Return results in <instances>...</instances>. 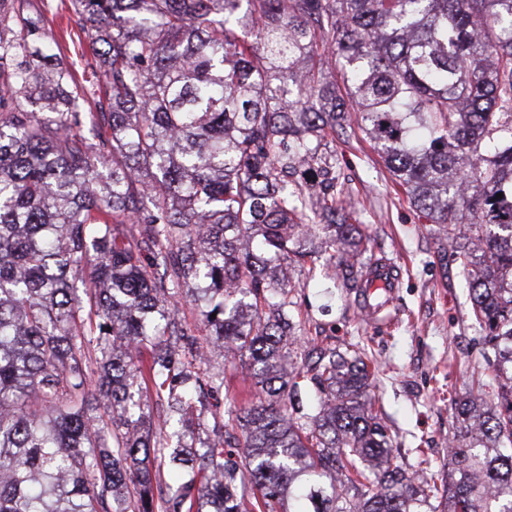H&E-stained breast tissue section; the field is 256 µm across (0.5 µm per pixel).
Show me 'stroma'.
<instances>
[{
	"instance_id": "1",
	"label": "stroma",
	"mask_w": 512,
	"mask_h": 512,
	"mask_svg": "<svg viewBox=\"0 0 512 512\" xmlns=\"http://www.w3.org/2000/svg\"><path fill=\"white\" fill-rule=\"evenodd\" d=\"M25 14L41 16L55 42L57 60L81 85L98 74L90 29L81 27L71 0H21ZM360 118L348 113L345 127L329 136L324 153L340 176L341 200L364 224L372 259H386L397 270L399 286L389 306L368 318L362 296L343 286L320 240L307 242L315 260L292 267L287 289L298 303L301 339L345 352L358 345L376 366L374 391L393 439L392 454L407 475L433 473L438 488L448 485V441L458 423L450 401L483 389L495 400L497 386L485 362L472 320L465 280L445 264L447 238L397 187ZM224 387L213 399L221 410L238 409L255 390L244 365L212 357Z\"/></svg>"
}]
</instances>
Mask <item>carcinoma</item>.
I'll use <instances>...</instances> for the list:
<instances>
[{"label": "carcinoma", "instance_id": "cac0c4a2", "mask_svg": "<svg viewBox=\"0 0 512 512\" xmlns=\"http://www.w3.org/2000/svg\"><path fill=\"white\" fill-rule=\"evenodd\" d=\"M71 2L93 90L0 0V512H242L247 485L251 512L438 497L393 463L359 347L294 355L301 241L340 252L352 288L370 271L322 152L344 112L453 240L493 354L497 402L451 404L443 512H512V0ZM181 297L256 386L203 448L200 395L224 376L180 368L203 357Z\"/></svg>", "mask_w": 512, "mask_h": 512}]
</instances>
